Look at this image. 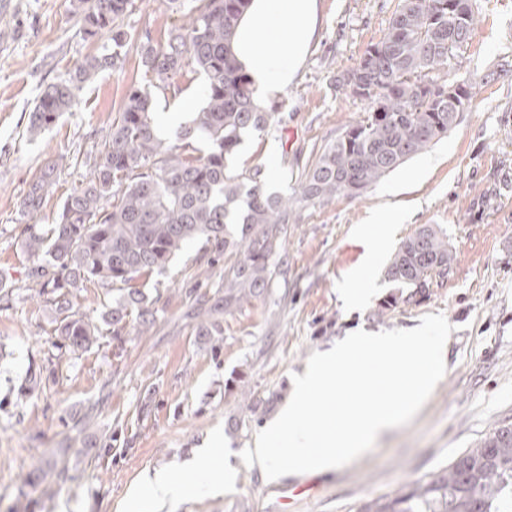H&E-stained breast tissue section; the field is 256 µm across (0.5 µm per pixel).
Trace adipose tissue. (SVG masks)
Returning <instances> with one entry per match:
<instances>
[{
	"mask_svg": "<svg viewBox=\"0 0 512 512\" xmlns=\"http://www.w3.org/2000/svg\"><path fill=\"white\" fill-rule=\"evenodd\" d=\"M318 0H252L231 44L236 63L250 77L255 92L268 100L295 81L319 27ZM233 486L232 466H219L216 449H205L184 470L159 469L145 474L138 489L139 512H155L198 488L210 487L213 473Z\"/></svg>",
	"mask_w": 512,
	"mask_h": 512,
	"instance_id": "ef3b65f1",
	"label": "adipose tissue"
}]
</instances>
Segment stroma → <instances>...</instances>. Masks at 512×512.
<instances>
[{
	"label": "stroma",
	"instance_id": "obj_1",
	"mask_svg": "<svg viewBox=\"0 0 512 512\" xmlns=\"http://www.w3.org/2000/svg\"><path fill=\"white\" fill-rule=\"evenodd\" d=\"M399 0H320L322 31L295 83L278 101L284 123L246 134L228 166L271 167L270 191L292 193L311 150L360 120L366 104L344 78L367 46L387 31ZM476 23L446 79L472 97L448 134L407 160L360 196H339L301 209L279 252L284 264L271 286L224 312L221 349L212 352L189 310L190 288L223 296L224 270L239 254L208 263L189 244L164 272L132 285L154 300L156 320L139 329L127 317L120 338L104 332L88 351L57 355L55 314L28 285L18 205L47 161L57 171L38 220L52 223L62 201L84 181L130 84L141 82L140 43L160 46L182 15L164 0H135L124 17L130 34L122 67L101 71L77 93L71 111L33 133L29 113L47 85L68 78L108 38L84 36L74 0H7L0 6V278L16 287L0 303V512L17 502L32 512H130L142 476L173 467L224 434V459L237 471L233 487L188 497L158 512H356L359 505L438 475L492 431L512 428V0H473ZM202 77L184 67L167 91H153L156 111L191 113L202 104ZM379 241L368 253V217ZM448 235L456 260L434 279L427 297L378 313L394 291L388 258L418 228ZM364 288L368 301L348 312L345 287ZM452 325L446 373L411 423L376 441L362 458L337 471L268 481L240 453L281 410L292 377L309 356L353 328L412 329L423 316ZM55 376L24 393L28 375ZM71 480L52 497L30 484L39 459ZM289 505H281V498Z\"/></svg>",
	"mask_w": 512,
	"mask_h": 512
}]
</instances>
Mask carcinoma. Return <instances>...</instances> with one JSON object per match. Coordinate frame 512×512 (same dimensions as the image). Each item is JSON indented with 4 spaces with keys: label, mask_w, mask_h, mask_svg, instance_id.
<instances>
[{
    "label": "carcinoma",
    "mask_w": 512,
    "mask_h": 512,
    "mask_svg": "<svg viewBox=\"0 0 512 512\" xmlns=\"http://www.w3.org/2000/svg\"><path fill=\"white\" fill-rule=\"evenodd\" d=\"M442 2L400 0L387 33L366 49L374 53V68L364 117L322 147L290 195L268 191L260 166L237 172L227 164L244 132L265 131L283 121L279 105L256 103L231 53L250 0H202L189 11L187 24L169 32L165 46L143 42L144 80L164 90L190 65L204 79L203 103L172 144L157 131L151 94L131 85L90 178L67 196L55 223L37 222L55 163L45 166L22 199L24 248L34 259L29 277L54 309V348L86 351L104 326L118 340L133 312L140 326L152 325L153 302L138 289L121 294L97 319L73 310L74 291L91 281L127 284L139 274L161 272L195 240L213 253L231 247L240 252L236 264L224 271L227 292L207 314L259 294L283 264L280 239L299 208L340 195L356 197L447 135L454 113L430 103L423 89L425 83L448 86L441 73L452 60L453 29L439 13ZM133 5L134 0H78L83 34L108 35L116 51L87 58L68 79L49 85L30 112L31 130L53 125L74 106L76 91L103 69L118 66L117 49L128 40L122 21ZM457 5L462 13L458 38L465 44L475 13L472 0H457ZM199 138L208 150L195 156L193 143ZM454 260L448 236L424 225L392 253L385 276L407 291L409 300L425 294L433 279L447 276ZM357 512H512V428L495 430L443 473L371 500Z\"/></svg>",
    "instance_id": "1"
}]
</instances>
